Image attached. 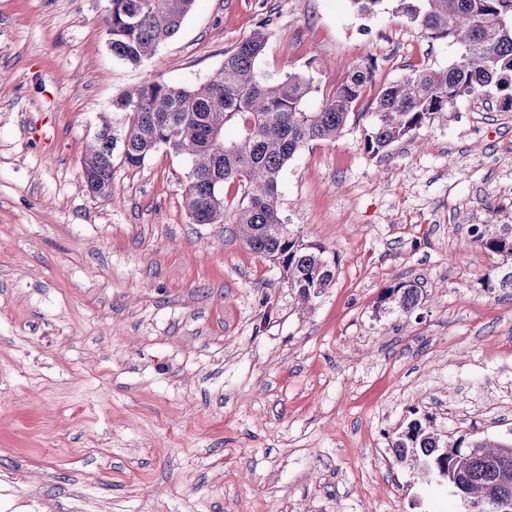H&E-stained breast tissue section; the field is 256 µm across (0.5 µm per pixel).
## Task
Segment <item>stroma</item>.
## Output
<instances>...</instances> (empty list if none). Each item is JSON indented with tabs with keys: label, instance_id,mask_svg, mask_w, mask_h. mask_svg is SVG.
<instances>
[{
	"label": "stroma",
	"instance_id": "1",
	"mask_svg": "<svg viewBox=\"0 0 512 512\" xmlns=\"http://www.w3.org/2000/svg\"><path fill=\"white\" fill-rule=\"evenodd\" d=\"M104 5L0 0V512H465L389 443L414 418L512 438V293L487 286L505 259L468 233L512 224V111L489 87L375 156L353 121L303 148L280 215L335 268L304 303L234 225L192 223L183 158L115 162L111 197L89 195L100 115L153 75L205 82L262 22L261 69L309 72L312 104L374 62L360 112L457 47L402 0L367 17L350 0H196L132 65ZM409 280L417 307L381 302Z\"/></svg>",
	"mask_w": 512,
	"mask_h": 512
}]
</instances>
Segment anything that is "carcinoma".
I'll list each match as a JSON object with an SVG mask.
<instances>
[{"label": "carcinoma", "instance_id": "carcinoma-1", "mask_svg": "<svg viewBox=\"0 0 512 512\" xmlns=\"http://www.w3.org/2000/svg\"><path fill=\"white\" fill-rule=\"evenodd\" d=\"M195 0H106L103 23L112 54L140 64L171 39ZM406 13L434 38L463 49L460 62L442 69H417L385 86L369 112L354 113L372 82L373 63L353 69L315 108L314 78L289 70L265 76L259 69L266 24L224 54V64L197 87L179 86L159 77L112 99L111 112L124 124L121 161L140 167L160 148L188 162L185 208L194 224L237 225L245 245L277 263L281 277L299 298L308 301L329 288L335 268L325 250L303 242L284 224L278 209L280 177L305 146L336 139L352 115L368 121L365 150L376 155L449 111L455 101L494 87L512 108V0H416ZM238 135L227 139L226 126ZM112 125L103 124L82 160L87 191L112 196ZM241 191L227 202L224 186ZM486 251L512 255V224H482L471 229ZM402 310L422 300L421 287L400 282L385 299ZM398 462L415 460L441 473L467 512H496L497 500L512 502V461L504 462L512 441L490 442L472 433L443 438L418 419L391 440Z\"/></svg>", "mask_w": 512, "mask_h": 512}]
</instances>
